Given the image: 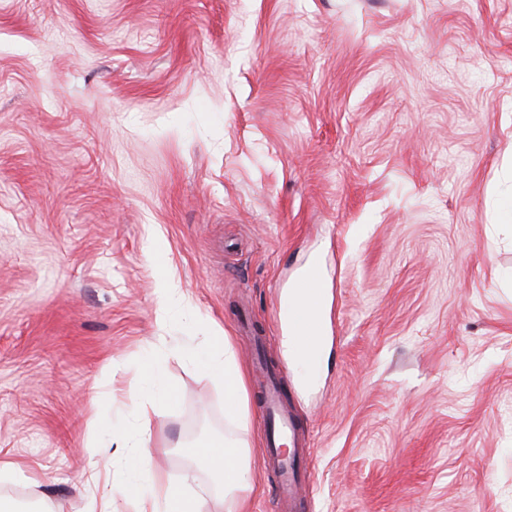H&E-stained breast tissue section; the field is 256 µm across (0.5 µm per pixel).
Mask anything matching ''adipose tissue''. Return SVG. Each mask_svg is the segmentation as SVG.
Segmentation results:
<instances>
[{
    "label": "adipose tissue",
    "mask_w": 512,
    "mask_h": 512,
    "mask_svg": "<svg viewBox=\"0 0 512 512\" xmlns=\"http://www.w3.org/2000/svg\"><path fill=\"white\" fill-rule=\"evenodd\" d=\"M206 374L211 380L224 386L225 413L228 419H242L247 406L245 375L228 337H216L214 348L207 356ZM138 415L143 429L138 449L131 460V467L134 471L149 476L152 487L149 492L134 497L133 512H160L161 502L177 497L178 492L164 481L154 467L149 448V409L139 407ZM193 454L203 459L216 475L230 507L234 510L238 508L241 500L252 490L246 479L249 450L241 439L228 432L225 433L222 443L194 449Z\"/></svg>",
    "instance_id": "obj_1"
}]
</instances>
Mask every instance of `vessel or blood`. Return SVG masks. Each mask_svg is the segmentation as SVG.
Listing matches in <instances>:
<instances>
[{
    "mask_svg": "<svg viewBox=\"0 0 512 512\" xmlns=\"http://www.w3.org/2000/svg\"><path fill=\"white\" fill-rule=\"evenodd\" d=\"M325 281L321 266L308 267L299 277L294 286L296 303L283 304L282 309L288 318V333L294 338L298 351L309 353L316 349L322 340L323 325L320 309ZM261 406L276 427L275 437L269 438L266 458L278 477L277 493L281 499L294 500L300 489L295 463L279 457L277 439L279 436L295 431L292 418L285 409L281 399L280 380L276 374H267L262 389Z\"/></svg>",
    "mask_w": 512,
    "mask_h": 512,
    "instance_id": "vessel-or-blood-1",
    "label": "vessel or blood"
}]
</instances>
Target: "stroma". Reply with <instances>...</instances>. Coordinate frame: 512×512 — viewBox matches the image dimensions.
Returning <instances> with one entry per match:
<instances>
[{
  "instance_id": "35a3bbf8",
  "label": "stroma",
  "mask_w": 512,
  "mask_h": 512,
  "mask_svg": "<svg viewBox=\"0 0 512 512\" xmlns=\"http://www.w3.org/2000/svg\"><path fill=\"white\" fill-rule=\"evenodd\" d=\"M511 196L512 0H0V500L86 512L96 467L148 491L152 401L158 471L227 512L188 453L224 435L225 334L241 512H512ZM312 261L307 365L278 303ZM255 348L307 451L291 509ZM214 349L206 360V375L224 384L225 415L232 421L244 417L247 406L245 375L227 336H215ZM276 446L277 438L269 437L266 458L268 465H272L278 477V496L283 500H288L289 505L299 494L301 480L296 469L295 458L289 463V458L279 457Z\"/></svg>"
}]
</instances>
